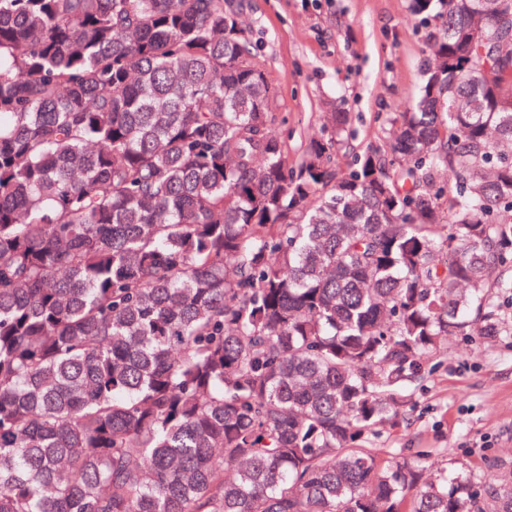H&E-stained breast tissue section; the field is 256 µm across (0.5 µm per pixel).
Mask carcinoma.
Returning <instances> with one entry per match:
<instances>
[{
    "instance_id": "cac0c4a2",
    "label": "carcinoma",
    "mask_w": 512,
    "mask_h": 512,
    "mask_svg": "<svg viewBox=\"0 0 512 512\" xmlns=\"http://www.w3.org/2000/svg\"><path fill=\"white\" fill-rule=\"evenodd\" d=\"M422 80L288 166L230 0H0V512H512L379 458L512 294V0H412Z\"/></svg>"
}]
</instances>
